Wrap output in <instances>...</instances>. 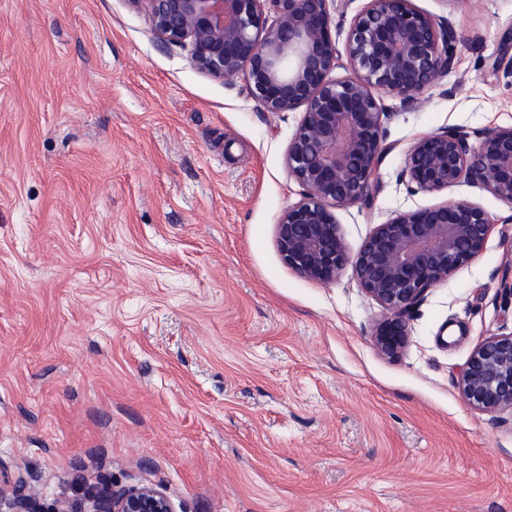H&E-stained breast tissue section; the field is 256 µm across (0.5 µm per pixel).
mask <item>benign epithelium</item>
<instances>
[{
  "label": "benign epithelium",
  "instance_id": "7a95c632",
  "mask_svg": "<svg viewBox=\"0 0 512 512\" xmlns=\"http://www.w3.org/2000/svg\"><path fill=\"white\" fill-rule=\"evenodd\" d=\"M146 6L154 33L190 47L202 73H245L264 110H302L287 165L303 199L276 224L283 261L300 276L329 283L351 266L359 287L380 306L377 350L393 358L407 342L406 315L426 293L483 251L490 232L484 211L465 202L400 213L376 225L348 253L333 207L367 204L381 190L380 167L391 146L382 133L383 90L413 103L452 64L456 37L409 0H368L347 36L348 70L336 69L329 0H127ZM401 178L427 193L461 182L479 184L512 207V127L488 130L477 144L459 131L419 139ZM470 406L512 409V332L476 347L460 377ZM58 512H175L150 486L101 494L80 509Z\"/></svg>",
  "mask_w": 512,
  "mask_h": 512
}]
</instances>
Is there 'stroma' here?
I'll list each match as a JSON object with an SVG mask.
<instances>
[{
    "label": "stroma",
    "mask_w": 512,
    "mask_h": 512,
    "mask_svg": "<svg viewBox=\"0 0 512 512\" xmlns=\"http://www.w3.org/2000/svg\"><path fill=\"white\" fill-rule=\"evenodd\" d=\"M366 4H330L335 76ZM411 4L453 28V64L414 103L380 94L382 189L336 221L352 254L446 202L491 229L389 359L351 269L321 283L280 255L301 111L199 72L128 0H0V496L24 484L53 512L147 485L177 512H512V410L457 384L512 332V207L399 180L423 136L512 126V0Z\"/></svg>",
    "instance_id": "1"
}]
</instances>
